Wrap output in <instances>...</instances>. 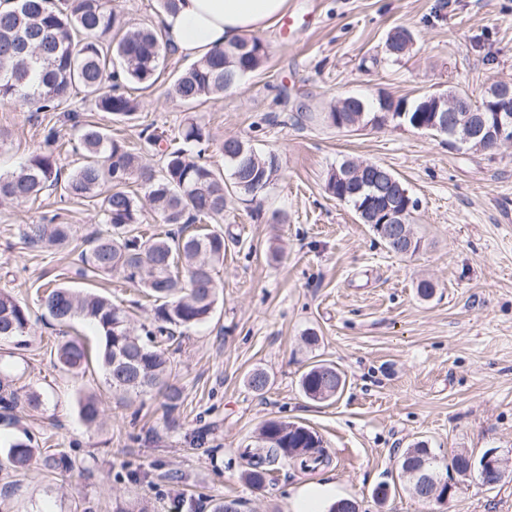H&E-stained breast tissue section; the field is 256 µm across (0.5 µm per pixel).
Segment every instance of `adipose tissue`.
<instances>
[{"label":"adipose tissue","mask_w":512,"mask_h":512,"mask_svg":"<svg viewBox=\"0 0 512 512\" xmlns=\"http://www.w3.org/2000/svg\"><path fill=\"white\" fill-rule=\"evenodd\" d=\"M287 8L288 0H178L163 16V36L180 53L202 56L267 29Z\"/></svg>","instance_id":"adipose-tissue-1"}]
</instances>
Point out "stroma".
Returning <instances> with one entry per match:
<instances>
[{
    "mask_svg": "<svg viewBox=\"0 0 512 512\" xmlns=\"http://www.w3.org/2000/svg\"><path fill=\"white\" fill-rule=\"evenodd\" d=\"M290 3L294 26L259 34L268 60L202 104L169 96L173 77L193 63L171 50L152 87L128 85L135 120L115 124L93 102L72 100L82 119L133 148L143 128L172 141L193 118L210 134L203 160L214 169L225 170L220 145L230 137L282 162L260 207L237 202L224 212L216 311L169 353L183 389L173 413L148 395H113L98 366L75 376L57 362L61 341L77 336L94 350L99 333L80 318L52 320L37 289L87 283L75 277L69 248L29 247L20 231L54 217L78 240L107 232L92 205L56 191L0 205V292L24 300L31 317L27 347L0 344V376L20 399L15 410L0 408V493L12 512H212L222 498L240 500L241 512H291L292 496L320 483L359 512H512V477L488 488L452 476L454 495L440 505L420 500L400 475L403 452L420 440L445 456L494 449L512 458V148L454 150L406 125L348 130L305 118L350 95L477 97L512 80V0ZM396 28L414 36L399 60L385 48ZM50 118L0 104V172L43 151ZM347 160L391 169L419 200L416 253H390L326 193L328 171ZM424 279L436 286L427 299L416 292ZM318 360L346 377L336 399L312 400L299 388ZM256 368L269 375L261 393L246 383ZM34 392L43 398L37 408L26 402ZM88 393L103 410L91 428L78 411ZM270 419L315 431L329 463L308 473L283 464L264 487L245 483L241 450ZM24 438L64 453L72 469L14 473L6 451ZM383 482L391 494L380 503L373 490Z\"/></svg>",
    "mask_w": 512,
    "mask_h": 512,
    "instance_id": "stroma-1",
    "label": "stroma"
}]
</instances>
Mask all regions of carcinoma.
Masks as SVG:
<instances>
[{"label":"carcinoma","instance_id":"carcinoma-1","mask_svg":"<svg viewBox=\"0 0 512 512\" xmlns=\"http://www.w3.org/2000/svg\"><path fill=\"white\" fill-rule=\"evenodd\" d=\"M124 27L114 0H62L59 5L54 0H12L9 8L0 11V104L20 100L33 112H57L82 92L99 111L120 121L132 119L138 103L120 92L122 83L151 86L157 79L163 45L153 29L126 31ZM411 45V34L397 28L389 34L386 50L398 60L410 52ZM267 56L268 47L260 38L243 37L174 77L170 94L183 104L205 101L258 69ZM363 105L364 123L407 112L410 126L417 115L431 116L421 110L420 100L410 102L385 93ZM65 114L75 121L82 163L63 175L59 131L47 125V149L18 170L0 174V202L35 200L51 187L60 188L67 198L96 199L97 217L110 231L73 246L75 274L81 279L120 274L153 299L148 322L137 330L130 310L113 303L112 297L67 285L45 290L40 301L60 323L81 317L98 328V363L113 392L122 396L153 393L173 410L180 405L182 391L163 345L212 316L220 288L215 270L224 262V230L218 226L224 208L233 195L245 201L262 196L280 175V156L271 151L260 154L243 141L228 138L221 144L229 169L226 181L223 173L200 162L188 149L209 139L205 127L192 119L182 129V144L163 151V165L157 171L144 162V155L156 150L159 135H145L133 150L99 124L76 121L77 111ZM345 166L343 162L329 171L325 190L356 211L376 193V187L364 174L348 176L341 183L336 174L343 173ZM133 181L148 187L151 211L161 223L178 226L176 232L144 237L139 228L142 208L129 191ZM208 220L217 227L190 230ZM72 233L70 224H30L22 237L33 246L68 244ZM29 331L27 305L0 292V341L25 345ZM56 356L62 368L76 374L90 362L89 350L79 339L64 341ZM338 375L342 372L335 365L318 361L302 374L300 388L310 399L333 398ZM79 414L89 425L98 423L101 408L95 395L80 398ZM243 456L247 459L244 479L256 487L265 484L277 464L290 461L304 471H314L329 461L315 432L279 420L265 422L254 446H246ZM7 457L17 472L29 470L39 460L50 472L72 469L66 455H43L22 440L11 444ZM421 460L426 461V473L438 475L442 460L425 441L405 450L402 475L413 479L412 463Z\"/></svg>","mask_w":512,"mask_h":512}]
</instances>
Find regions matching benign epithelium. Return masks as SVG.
I'll use <instances>...</instances> for the list:
<instances>
[{
    "label": "benign epithelium",
    "instance_id": "1",
    "mask_svg": "<svg viewBox=\"0 0 512 512\" xmlns=\"http://www.w3.org/2000/svg\"><path fill=\"white\" fill-rule=\"evenodd\" d=\"M433 115L424 128L447 135L456 147L477 140V145L485 151L512 148V85L504 83L493 87L485 99V107L479 111H464L457 99L448 94L436 93L430 98ZM364 215L370 224L378 225L382 237L399 239L407 249L414 247L411 233L400 220L398 202L390 196L374 197L365 204ZM470 467L477 468L482 484L488 487L497 485L503 475L502 457L496 450L485 452ZM453 486L444 479L423 477L417 484V496L428 500L448 502Z\"/></svg>",
    "mask_w": 512,
    "mask_h": 512
}]
</instances>
